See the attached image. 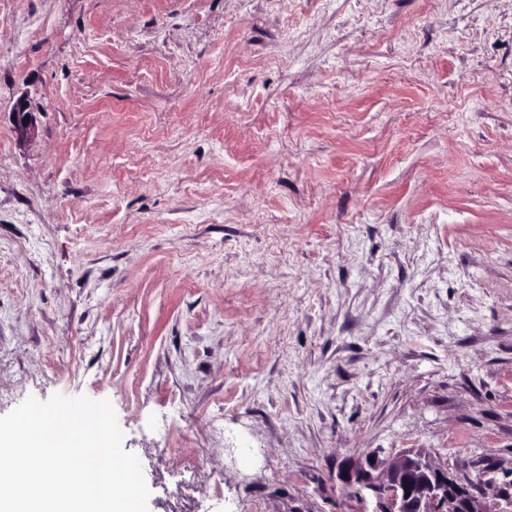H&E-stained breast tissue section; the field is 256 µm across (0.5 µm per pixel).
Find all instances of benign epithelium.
Masks as SVG:
<instances>
[{
	"label": "benign epithelium",
	"mask_w": 512,
	"mask_h": 512,
	"mask_svg": "<svg viewBox=\"0 0 512 512\" xmlns=\"http://www.w3.org/2000/svg\"><path fill=\"white\" fill-rule=\"evenodd\" d=\"M13 121L20 134L30 132L32 112L26 102L15 104ZM483 477L480 473L463 486L448 466L423 451H407L386 463L367 456L346 463L341 471L347 487L359 494L365 490L375 494L372 512H488L473 493L484 483Z\"/></svg>",
	"instance_id": "benign-epithelium-1"
}]
</instances>
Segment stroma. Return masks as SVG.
Segmentation results:
<instances>
[{
	"mask_svg": "<svg viewBox=\"0 0 512 512\" xmlns=\"http://www.w3.org/2000/svg\"><path fill=\"white\" fill-rule=\"evenodd\" d=\"M57 394L148 512H359L339 463L420 448L493 505L512 0H0V416Z\"/></svg>",
	"mask_w": 512,
	"mask_h": 512,
	"instance_id": "35a3bbf8",
	"label": "stroma"
}]
</instances>
